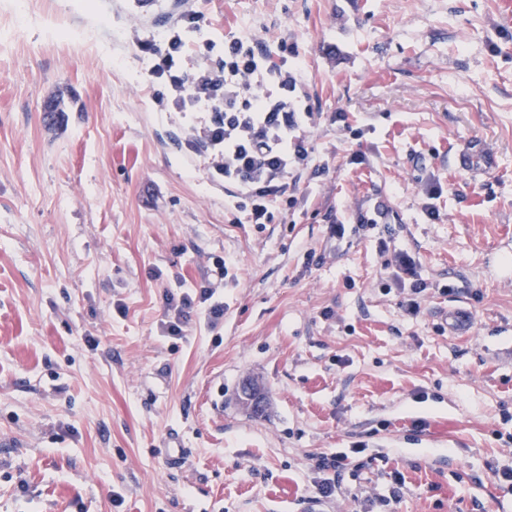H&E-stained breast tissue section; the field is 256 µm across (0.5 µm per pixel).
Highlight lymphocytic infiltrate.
<instances>
[{"label":"lymphocytic infiltrate","mask_w":512,"mask_h":512,"mask_svg":"<svg viewBox=\"0 0 512 512\" xmlns=\"http://www.w3.org/2000/svg\"><path fill=\"white\" fill-rule=\"evenodd\" d=\"M200 20L195 12L183 15L181 25L165 35L163 47L153 48L150 72L169 75L179 107L210 112L212 121L194 149L211 150V166L236 187L234 208L247 223H270L275 209L288 202L298 172L313 162L306 138L297 134L311 115L295 107L300 72L288 63L294 48L281 39L270 54L259 43L228 36L220 44L224 51L217 66L190 76L173 74L175 59Z\"/></svg>","instance_id":"lymphocytic-infiltrate-1"}]
</instances>
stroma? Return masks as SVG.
I'll use <instances>...</instances> for the list:
<instances>
[{"label": "stroma", "instance_id": "35a3bbf8", "mask_svg": "<svg viewBox=\"0 0 512 512\" xmlns=\"http://www.w3.org/2000/svg\"><path fill=\"white\" fill-rule=\"evenodd\" d=\"M49 3L112 40L73 48L0 0V512H512L492 475L512 466V0ZM188 10L302 62L314 165L272 223H236L189 143L209 112L149 74ZM468 145L496 166L456 167ZM220 259L223 317L168 335ZM459 304L467 336L444 322ZM339 452L340 497L314 503ZM445 318L448 321V331L454 335L467 336L473 328V316L464 306L449 309Z\"/></svg>", "mask_w": 512, "mask_h": 512}]
</instances>
